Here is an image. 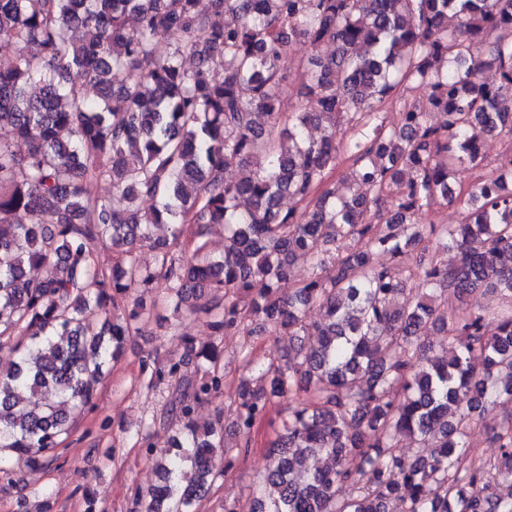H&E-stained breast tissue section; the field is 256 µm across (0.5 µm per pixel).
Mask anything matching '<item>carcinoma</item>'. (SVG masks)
<instances>
[{"label":"carcinoma","mask_w":512,"mask_h":512,"mask_svg":"<svg viewBox=\"0 0 512 512\" xmlns=\"http://www.w3.org/2000/svg\"><path fill=\"white\" fill-rule=\"evenodd\" d=\"M296 41L312 55L287 71ZM3 42L17 54L0 68V352L16 361L0 370V477L54 459L162 281L174 318L293 343L243 359L231 448L223 414L195 419L224 391L221 343L178 335L194 372L143 363L147 388H168L152 418L168 437L135 512H199L217 462L246 455L265 419L250 512H512V148L482 153L485 134L512 145V0H0ZM291 80L304 103L288 111ZM462 163L481 171L467 187ZM451 203L460 223H418ZM480 289L502 305L471 308ZM496 409L487 464L467 438Z\"/></svg>","instance_id":"obj_1"}]
</instances>
